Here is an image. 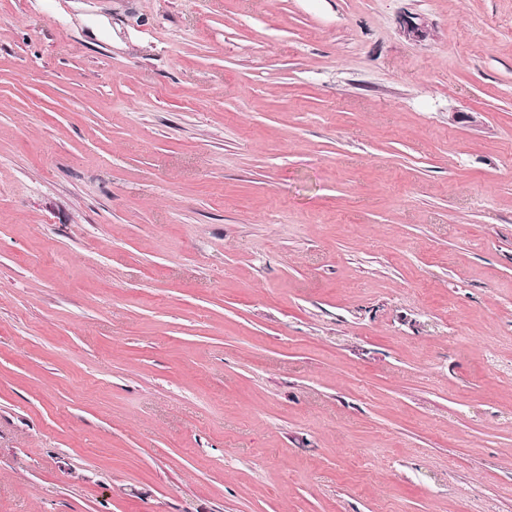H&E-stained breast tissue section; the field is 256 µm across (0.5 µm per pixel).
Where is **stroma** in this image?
Returning <instances> with one entry per match:
<instances>
[{"label":"stroma","mask_w":512,"mask_h":512,"mask_svg":"<svg viewBox=\"0 0 512 512\" xmlns=\"http://www.w3.org/2000/svg\"><path fill=\"white\" fill-rule=\"evenodd\" d=\"M0 512H512V0H0Z\"/></svg>","instance_id":"35a3bbf8"}]
</instances>
